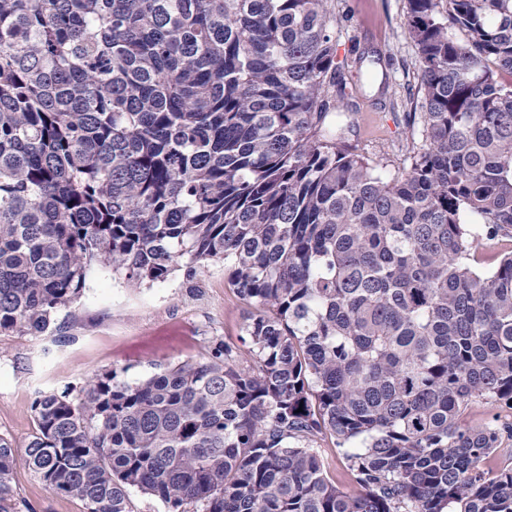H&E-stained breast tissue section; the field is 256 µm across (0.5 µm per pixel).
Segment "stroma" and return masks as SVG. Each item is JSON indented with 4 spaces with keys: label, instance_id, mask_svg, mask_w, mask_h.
Segmentation results:
<instances>
[{
    "label": "stroma",
    "instance_id": "obj_1",
    "mask_svg": "<svg viewBox=\"0 0 512 512\" xmlns=\"http://www.w3.org/2000/svg\"><path fill=\"white\" fill-rule=\"evenodd\" d=\"M406 12V0H336L338 59L350 95L343 138L385 174L410 163L413 144L404 130L421 101ZM246 311L220 261L205 262L191 281L178 271L138 287L92 264L82 296L46 333L0 335V436L26 445L36 391L78 387L112 369L140 379L161 365L201 360L216 338L241 346ZM13 488L21 512H83L78 500L49 493L26 467H17Z\"/></svg>",
    "mask_w": 512,
    "mask_h": 512
}]
</instances>
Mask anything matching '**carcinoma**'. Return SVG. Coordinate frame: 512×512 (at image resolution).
<instances>
[{"mask_svg": "<svg viewBox=\"0 0 512 512\" xmlns=\"http://www.w3.org/2000/svg\"><path fill=\"white\" fill-rule=\"evenodd\" d=\"M407 0L410 167L343 141L328 0H0V334L44 333L92 263L132 286L224 262L241 350L38 390L0 437L83 512H512V0ZM480 225L505 240L470 264ZM335 439L353 490L326 474ZM509 414L512 415V411L506 407L477 398L461 416V423L470 428L492 426L504 423V417Z\"/></svg>", "mask_w": 512, "mask_h": 512, "instance_id": "obj_1", "label": "carcinoma"}]
</instances>
